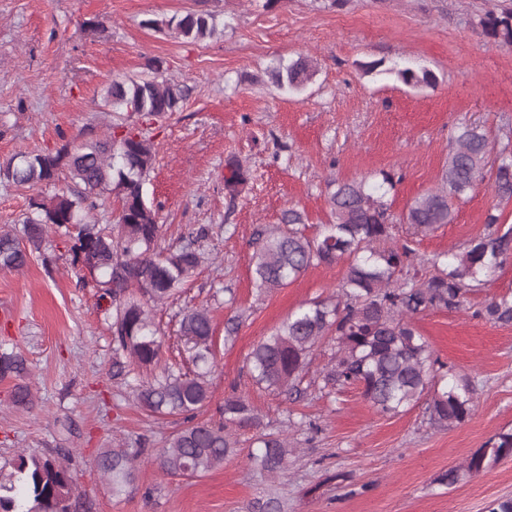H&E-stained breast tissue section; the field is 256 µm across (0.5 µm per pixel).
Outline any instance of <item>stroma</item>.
<instances>
[{"label": "stroma", "instance_id": "1", "mask_svg": "<svg viewBox=\"0 0 512 512\" xmlns=\"http://www.w3.org/2000/svg\"><path fill=\"white\" fill-rule=\"evenodd\" d=\"M496 0H0V162L70 141L98 138L117 117L102 106L115 79L145 77L152 62L186 91L178 112L158 118L151 138L155 168L145 185L158 210L162 245L189 228L208 231L213 264L173 304L155 313L166 359H180L184 311L208 305L217 368L210 402L215 417L232 389L247 390L264 430L293 433L297 452L286 478L271 480L245 455L200 477H173L142 466L120 496L95 471L103 448L161 447L181 417L155 419L112 376L110 321L96 290L74 275L65 244L52 265L32 256L22 272L0 271V350L20 353L35 395L15 410V378H0V464L19 451L75 453L79 512H250L277 498L281 512H487L512 496V457L449 487L440 475L494 434L512 428V323L480 316L492 297L512 293V258L469 297L465 311L430 310L417 326L435 356L476 389L475 410L450 428L431 427L422 406L381 415L359 388H322L330 345L314 351L300 397L253 386L252 348L302 303L335 291L343 264L309 269L287 287L262 294L252 280L257 230L304 210L307 235L327 223V182L379 183L394 174V214L436 189L458 123L487 130L495 146L512 136V45L489 41L480 20ZM210 12L223 36L190 43L163 21ZM313 58L316 74L290 96L268 81L279 60ZM426 69L430 86L412 88L394 66ZM239 157L249 170L237 196L224 187V165ZM500 230L512 228V202L498 203L483 182L457 203L453 223L416 245L419 257L459 248L486 233L491 207ZM237 318L232 341L228 319Z\"/></svg>", "mask_w": 512, "mask_h": 512}]
</instances>
